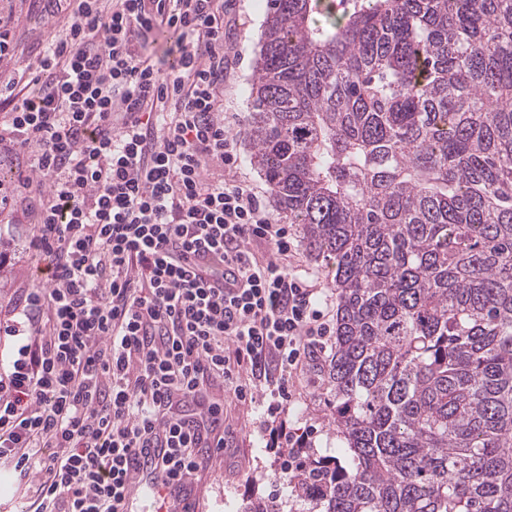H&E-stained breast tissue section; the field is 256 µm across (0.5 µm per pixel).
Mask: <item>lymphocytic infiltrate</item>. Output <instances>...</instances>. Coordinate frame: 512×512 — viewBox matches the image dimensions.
<instances>
[{
  "instance_id": "1",
  "label": "lymphocytic infiltrate",
  "mask_w": 512,
  "mask_h": 512,
  "mask_svg": "<svg viewBox=\"0 0 512 512\" xmlns=\"http://www.w3.org/2000/svg\"><path fill=\"white\" fill-rule=\"evenodd\" d=\"M48 2L64 33L24 91L0 94V144L31 155L22 188L0 182V211L41 194L31 245L50 274L5 327L0 461L37 475L34 512H125L130 462L155 448L182 492L224 420L184 407L225 382L260 404L294 473L306 444L277 421L331 335L332 299L236 174L227 0ZM155 29L175 37L165 71L141 52Z\"/></svg>"
}]
</instances>
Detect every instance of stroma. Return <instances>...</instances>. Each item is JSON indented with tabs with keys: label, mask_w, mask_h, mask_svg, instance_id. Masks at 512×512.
Listing matches in <instances>:
<instances>
[{
	"label": "stroma",
	"mask_w": 512,
	"mask_h": 512,
	"mask_svg": "<svg viewBox=\"0 0 512 512\" xmlns=\"http://www.w3.org/2000/svg\"><path fill=\"white\" fill-rule=\"evenodd\" d=\"M269 0H236L228 18L241 62L224 87V111L238 127H245L254 66L260 50L262 24ZM0 13L10 16L18 45L16 62L0 67V84L18 79L36 61L44 45L58 36L62 16H50L43 0H0ZM38 197L23 193L14 209L0 213V251L8 259L0 265V325L9 323L26 289L43 288L46 276L35 275L36 259L29 243L35 232ZM206 399L224 406V446L205 449L207 466L187 486L190 512H228L252 496L274 497L280 512H308L309 505L285 495L277 449L264 448L268 436L263 411L242 404L232 393L211 385ZM323 377L304 369L296 396L285 415L289 430L307 436L312 457L332 454L339 445ZM35 479L16 480L10 466H0V512H30Z\"/></svg>",
	"instance_id": "stroma-1"
}]
</instances>
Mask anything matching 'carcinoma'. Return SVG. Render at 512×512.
<instances>
[{"label":"carcinoma","instance_id":"obj_1","mask_svg":"<svg viewBox=\"0 0 512 512\" xmlns=\"http://www.w3.org/2000/svg\"><path fill=\"white\" fill-rule=\"evenodd\" d=\"M245 136L331 261L312 512H512V0H270Z\"/></svg>","mask_w":512,"mask_h":512}]
</instances>
